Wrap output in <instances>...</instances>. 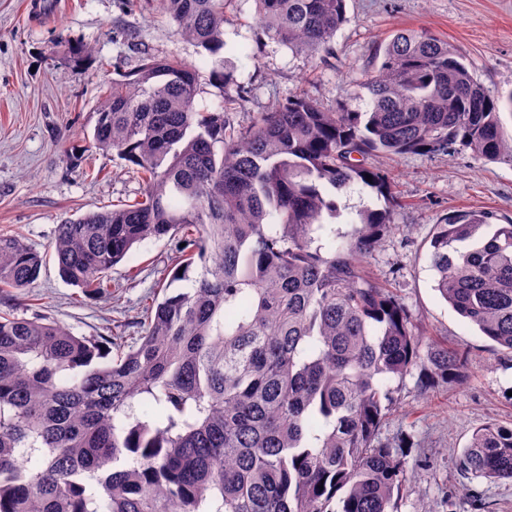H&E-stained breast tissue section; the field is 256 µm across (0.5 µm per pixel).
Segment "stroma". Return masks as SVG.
Returning a JSON list of instances; mask_svg holds the SVG:
<instances>
[{
	"label": "stroma",
	"mask_w": 512,
	"mask_h": 512,
	"mask_svg": "<svg viewBox=\"0 0 512 512\" xmlns=\"http://www.w3.org/2000/svg\"><path fill=\"white\" fill-rule=\"evenodd\" d=\"M43 15H27L25 0H0V232L21 235L49 251L57 224L139 196L142 183L112 153L89 152L99 84L112 63L133 69L146 56L174 55L199 68L198 107L220 103L212 73L233 74L248 93L232 114L252 125L290 96L365 110L362 88L372 44L401 29L428 31L465 55L494 95L512 94V0H346V21L334 39L336 56L298 54L261 37L255 0H232L219 57L180 38L158 0H42ZM91 57L65 59L73 44ZM371 167L395 173L398 205L390 233L370 259L372 277L398 295L417 334L467 355L465 379L432 380L416 367L394 393L395 409L381 439L405 449L407 483L397 512H512V482L464 479L458 459L472 434L489 422L512 423V356L460 317L435 288L429 266L432 227L459 211H484L494 224L512 222V166L486 163L470 151L451 155H382ZM171 241L144 242L111 273L112 301L83 298L48 259L25 299L0 294V310L39 313L78 336H136L143 297L171 278Z\"/></svg>",
	"instance_id": "35a3bbf8"
}]
</instances>
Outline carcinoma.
<instances>
[{
    "label": "carcinoma",
    "instance_id": "obj_1",
    "mask_svg": "<svg viewBox=\"0 0 512 512\" xmlns=\"http://www.w3.org/2000/svg\"><path fill=\"white\" fill-rule=\"evenodd\" d=\"M228 0H160L177 34L216 57ZM346 0H256L267 39L334 56ZM100 90L93 145L136 170L140 196L56 226L60 275L105 297L112 268L147 240L174 242L171 281L140 336H76L0 314V512H395L401 449L379 438L392 383L421 363L396 295L361 269L391 226L393 177L372 153L470 150L512 164L493 97L445 39L401 31L372 50L366 111L298 94L238 129L245 94L213 71L220 104L196 109V66L145 57ZM372 181H366V175ZM371 189L340 233L328 192ZM491 232L476 238L481 229ZM430 268L448 305L512 355V223L459 211L434 225ZM47 255L0 233V288L38 280ZM464 354L430 345L427 370ZM462 473L512 481V425L473 433ZM323 488H318V485Z\"/></svg>",
    "mask_w": 512,
    "mask_h": 512
}]
</instances>
